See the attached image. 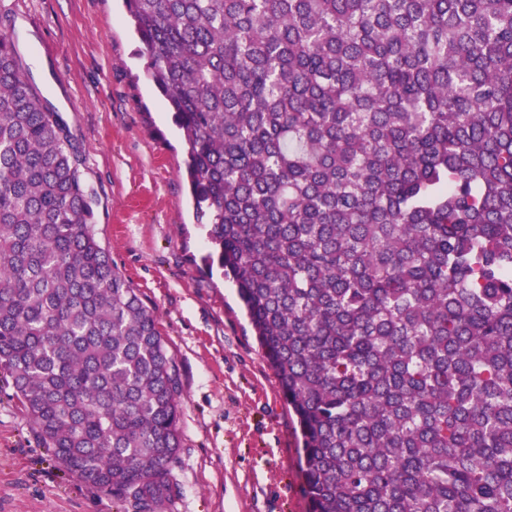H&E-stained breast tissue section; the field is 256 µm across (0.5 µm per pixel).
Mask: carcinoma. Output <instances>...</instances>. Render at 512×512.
I'll return each mask as SVG.
<instances>
[{
	"label": "carcinoma",
	"mask_w": 512,
	"mask_h": 512,
	"mask_svg": "<svg viewBox=\"0 0 512 512\" xmlns=\"http://www.w3.org/2000/svg\"><path fill=\"white\" fill-rule=\"evenodd\" d=\"M311 512H512V0H125ZM0 0V371L120 512L177 495L179 378Z\"/></svg>",
	"instance_id": "carcinoma-1"
}]
</instances>
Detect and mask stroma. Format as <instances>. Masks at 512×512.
<instances>
[{
  "label": "stroma",
  "mask_w": 512,
  "mask_h": 512,
  "mask_svg": "<svg viewBox=\"0 0 512 512\" xmlns=\"http://www.w3.org/2000/svg\"><path fill=\"white\" fill-rule=\"evenodd\" d=\"M52 55L95 200V233L154 312L180 378L179 493L168 512H309L297 420L236 288L209 269L186 145L146 72L123 0H15ZM0 512H119L54 459L0 373Z\"/></svg>",
  "instance_id": "stroma-1"
}]
</instances>
